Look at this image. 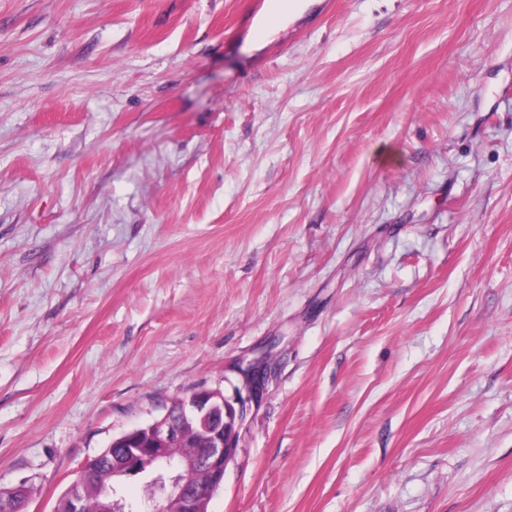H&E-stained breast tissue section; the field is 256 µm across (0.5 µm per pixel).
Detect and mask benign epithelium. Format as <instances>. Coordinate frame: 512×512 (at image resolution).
<instances>
[{
    "instance_id": "1",
    "label": "benign epithelium",
    "mask_w": 512,
    "mask_h": 512,
    "mask_svg": "<svg viewBox=\"0 0 512 512\" xmlns=\"http://www.w3.org/2000/svg\"><path fill=\"white\" fill-rule=\"evenodd\" d=\"M243 374L250 395H257L264 380L263 364H250ZM214 396L213 392L201 390L175 401V406L153 424L145 443L136 431L123 439L128 464L133 465L142 459L163 456L167 448L180 441L184 447H189L184 442L185 431L175 425V419L182 415L198 416L207 426L208 448L204 454L196 457L193 464L183 469L175 480L156 482L155 495L160 506L153 512H165L167 503L172 499L179 502L178 512H208L207 505L212 495L224 483L227 466L236 455L237 437L247 408L241 400L235 405L226 399L217 404L212 401Z\"/></svg>"
}]
</instances>
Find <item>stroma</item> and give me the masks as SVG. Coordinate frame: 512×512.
Segmentation results:
<instances>
[{
    "instance_id": "obj_1",
    "label": "stroma",
    "mask_w": 512,
    "mask_h": 512,
    "mask_svg": "<svg viewBox=\"0 0 512 512\" xmlns=\"http://www.w3.org/2000/svg\"><path fill=\"white\" fill-rule=\"evenodd\" d=\"M0 0V487L245 395L209 512H512V0Z\"/></svg>"
}]
</instances>
